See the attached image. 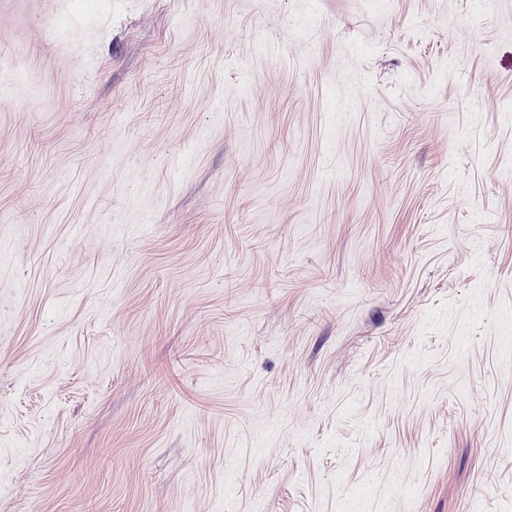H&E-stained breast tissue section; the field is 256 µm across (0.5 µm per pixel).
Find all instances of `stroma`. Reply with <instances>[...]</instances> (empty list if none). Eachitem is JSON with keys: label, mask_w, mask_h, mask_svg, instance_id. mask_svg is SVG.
Masks as SVG:
<instances>
[{"label": "stroma", "mask_w": 512, "mask_h": 512, "mask_svg": "<svg viewBox=\"0 0 512 512\" xmlns=\"http://www.w3.org/2000/svg\"><path fill=\"white\" fill-rule=\"evenodd\" d=\"M0 512H512V0H0Z\"/></svg>", "instance_id": "obj_1"}]
</instances>
